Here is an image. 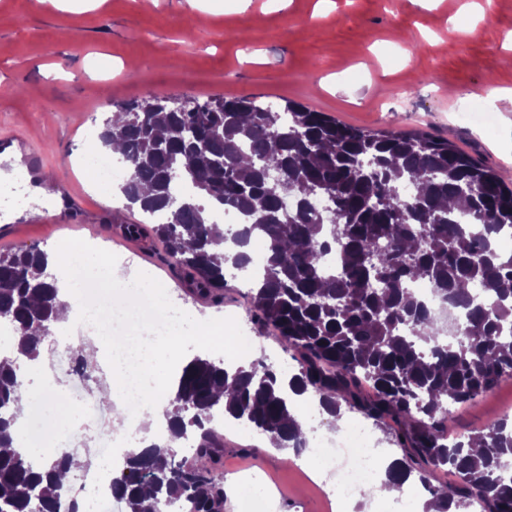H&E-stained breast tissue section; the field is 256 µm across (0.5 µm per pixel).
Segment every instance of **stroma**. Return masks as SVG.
Masks as SVG:
<instances>
[{"mask_svg":"<svg viewBox=\"0 0 512 512\" xmlns=\"http://www.w3.org/2000/svg\"><path fill=\"white\" fill-rule=\"evenodd\" d=\"M512 90V0H0V130L26 134L58 185L81 193L83 220L63 214L61 197L25 198L6 218L38 213L19 245L51 250L66 239L111 240L117 222L142 223L118 191L86 179L78 162L103 128L111 102L159 94L206 100L251 95L268 105L293 101L368 131L430 132L448 138L512 183V105L496 126L464 121L462 108ZM144 272L206 320L249 313L245 289L228 287L220 305L201 302L157 246L152 259L116 267L121 279ZM56 360L46 342L38 365L21 364L23 406L45 391ZM79 408L87 438L137 432L113 416ZM512 418V378L453 412L451 431L484 429ZM216 422L224 451L212 469L224 512L270 498V512H339L331 476H313L309 453L287 456L259 436Z\"/></svg>","mask_w":512,"mask_h":512,"instance_id":"35a3bbf8","label":"stroma"}]
</instances>
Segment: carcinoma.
<instances>
[{
    "mask_svg": "<svg viewBox=\"0 0 512 512\" xmlns=\"http://www.w3.org/2000/svg\"><path fill=\"white\" fill-rule=\"evenodd\" d=\"M118 148L130 178L119 186L128 207L167 215L149 228L194 296L224 297V266L243 268L244 251L210 254L224 238L213 211L230 207L245 223L231 232L240 247L261 238L266 259L250 299L266 327L293 352L288 375L258 361L228 366L197 356L162 405L169 438L130 453L112 474L125 512H222L213 480L224 438L214 415L271 434L300 454L298 407L286 391H310L333 419L342 409L395 424L403 457L387 480L427 485L438 512H512V421L449 438L452 407L475 401L512 377V187L426 133H372L288 102L283 110L252 97L179 101L149 95L115 105L92 149ZM276 169L281 184L267 173ZM186 185L185 195L178 187ZM293 199V207L284 205ZM329 204L321 213L312 200ZM333 253V269L323 268ZM48 254L36 247L0 252V318L15 327L18 350L37 357L58 322L60 287ZM422 280L461 309L454 341L443 319L410 290ZM20 365L0 363V512H57L71 453L36 461L12 447L21 411ZM198 436L194 458L177 459L172 441ZM437 471L451 485L430 481Z\"/></svg>",
    "mask_w": 512,
    "mask_h": 512,
    "instance_id": "obj_1",
    "label": "carcinoma"
}]
</instances>
